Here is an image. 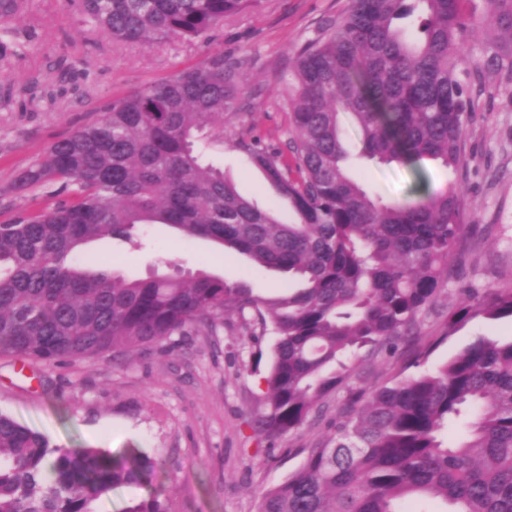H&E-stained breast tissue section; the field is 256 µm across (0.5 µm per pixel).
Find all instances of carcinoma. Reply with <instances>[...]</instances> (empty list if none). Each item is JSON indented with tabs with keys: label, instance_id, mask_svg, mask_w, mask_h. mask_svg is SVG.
Listing matches in <instances>:
<instances>
[{
	"label": "carcinoma",
	"instance_id": "1",
	"mask_svg": "<svg viewBox=\"0 0 512 512\" xmlns=\"http://www.w3.org/2000/svg\"><path fill=\"white\" fill-rule=\"evenodd\" d=\"M259 0H79L84 19L117 42L204 40L224 17ZM25 0H0V22ZM495 74L512 101V0H350L293 57L289 154L257 138L236 147L288 203L283 222L243 197L195 148L224 133L235 73L215 54L168 80L114 98L97 119L56 141L19 174L15 189L59 185L74 198L0 224V355L48 365L127 355L237 316L276 336L267 391L251 426L269 445L301 429L348 375L347 355L396 349L442 290L448 261L480 234L464 188L414 200L371 195L348 169L340 113L360 135L359 158L423 173L432 160L466 165L465 127ZM165 224L205 239L299 287L271 298L207 272L125 278L112 258L84 255L103 238ZM512 319V288L467 295L452 324ZM472 412L458 444L448 422ZM153 463L98 448H58L0 414V512H95L118 486H139ZM446 512H512V342L484 337L434 373L375 388L257 512H406L415 496ZM125 512H165L159 497Z\"/></svg>",
	"mask_w": 512,
	"mask_h": 512
}]
</instances>
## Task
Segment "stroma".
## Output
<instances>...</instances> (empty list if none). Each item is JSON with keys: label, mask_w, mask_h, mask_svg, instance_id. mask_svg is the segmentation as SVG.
Listing matches in <instances>:
<instances>
[{"label": "stroma", "mask_w": 512, "mask_h": 512, "mask_svg": "<svg viewBox=\"0 0 512 512\" xmlns=\"http://www.w3.org/2000/svg\"><path fill=\"white\" fill-rule=\"evenodd\" d=\"M349 0H259L225 17L208 40L151 45L115 42L75 15L66 0H27L22 16L0 23V224L20 210L49 204L46 189L14 188L18 174L53 142L95 119L110 99L171 78L220 53L234 67L241 91L235 115L224 119V139L201 140L206 160L221 167L238 191L284 213L280 199L237 149L240 137L258 136L285 148L288 71L297 49L321 25L336 21ZM464 131L470 163L451 174L426 161L429 191L465 189L464 206L482 234L467 239L434 305L418 316V334L401 352H357L356 370L329 399L326 417L268 446L250 428L254 403L266 388L273 334L253 336L238 318L218 322L215 334L173 336L129 356L77 359L44 365L0 357V413L44 435L60 448H98L113 456L139 453L154 472L139 487L120 486L98 501L96 512H124L131 502L159 495L167 512H257V492L288 479L312 442L333 430L345 406L363 404L371 390L435 371L479 337L512 341V320L475 317L449 327L448 314L465 293L512 288V103L495 77L486 81ZM357 176L371 193L409 197L415 174L397 163L362 162ZM142 248L97 240L90 255L107 254L128 278L204 270L268 297L288 287L285 275L253 266L211 242L176 241L163 225L146 228Z\"/></svg>", "instance_id": "stroma-1"}]
</instances>
